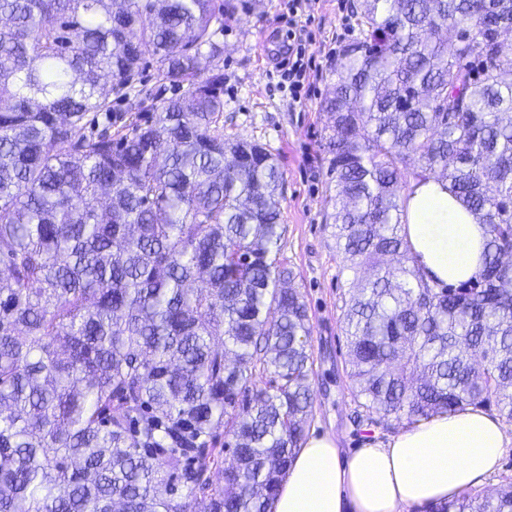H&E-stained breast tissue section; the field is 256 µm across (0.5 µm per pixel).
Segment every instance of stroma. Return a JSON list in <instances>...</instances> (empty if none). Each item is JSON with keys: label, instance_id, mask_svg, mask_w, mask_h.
I'll return each instance as SVG.
<instances>
[{"label": "stroma", "instance_id": "1", "mask_svg": "<svg viewBox=\"0 0 512 512\" xmlns=\"http://www.w3.org/2000/svg\"><path fill=\"white\" fill-rule=\"evenodd\" d=\"M360 0H306L296 25L288 0H248L224 29V132L262 145L280 165V200L286 233L281 254L295 273L311 324L313 360L311 429L337 437L345 450L372 437L386 438L403 421L358 417L351 394L349 348L343 314L349 290L337 274L342 262L331 237L336 188L328 175L324 145L329 119L323 109L336 58L359 33ZM310 58V76L293 97L280 66L289 49Z\"/></svg>", "mask_w": 512, "mask_h": 512}]
</instances>
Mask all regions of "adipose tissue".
Returning <instances> with one entry per match:
<instances>
[{"instance_id": "obj_1", "label": "adipose tissue", "mask_w": 512, "mask_h": 512, "mask_svg": "<svg viewBox=\"0 0 512 512\" xmlns=\"http://www.w3.org/2000/svg\"><path fill=\"white\" fill-rule=\"evenodd\" d=\"M402 231L425 279L459 285L483 266L487 225L436 182L410 184ZM512 439L496 413L469 406L344 452L305 437L271 512H411L484 487Z\"/></svg>"}]
</instances>
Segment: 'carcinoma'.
Here are the masks:
<instances>
[{"label":"carcinoma","instance_id":"1","mask_svg":"<svg viewBox=\"0 0 512 512\" xmlns=\"http://www.w3.org/2000/svg\"><path fill=\"white\" fill-rule=\"evenodd\" d=\"M241 7L0 0V512H196L199 494L269 512L313 412L311 325L280 258L278 163L224 137L220 36ZM359 10L324 104L354 400L371 420L493 406L512 423V55L495 21L512 0ZM147 54L171 97H143ZM114 97L151 116L112 133ZM410 176L488 226L471 280L437 288L414 265ZM259 374L275 384L249 399ZM427 512H512V480Z\"/></svg>","mask_w":512,"mask_h":512}]
</instances>
